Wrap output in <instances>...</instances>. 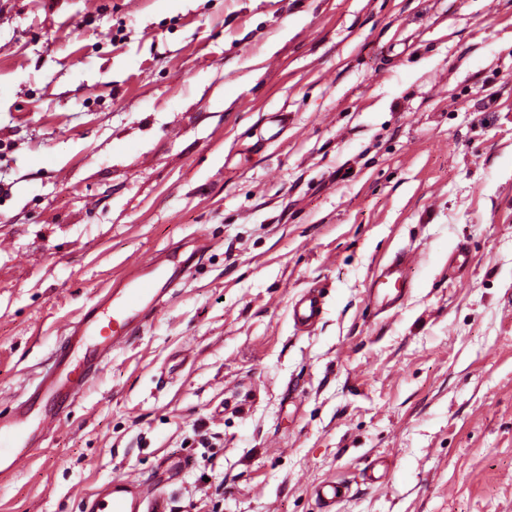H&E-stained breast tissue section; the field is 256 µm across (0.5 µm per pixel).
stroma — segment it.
<instances>
[{
	"mask_svg": "<svg viewBox=\"0 0 512 512\" xmlns=\"http://www.w3.org/2000/svg\"><path fill=\"white\" fill-rule=\"evenodd\" d=\"M176 246L0 512H512V0H0V414ZM403 256L396 255L381 266L368 288V300L378 312L398 305L408 294L409 286ZM324 312V302L319 291L307 290L297 296L291 306L294 325L308 329L317 324ZM86 512H171L161 487L145 489L138 481L113 478L104 489L87 499ZM314 494L321 506V512H335L336 506L350 494V486L340 481H325L319 484Z\"/></svg>",
	"mask_w": 512,
	"mask_h": 512,
	"instance_id": "35a3bbf8",
	"label": "stroma"
}]
</instances>
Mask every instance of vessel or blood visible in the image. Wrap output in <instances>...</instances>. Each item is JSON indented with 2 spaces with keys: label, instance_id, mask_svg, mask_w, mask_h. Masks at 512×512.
<instances>
[{
  "label": "vessel or blood",
  "instance_id": "obj_1",
  "mask_svg": "<svg viewBox=\"0 0 512 512\" xmlns=\"http://www.w3.org/2000/svg\"><path fill=\"white\" fill-rule=\"evenodd\" d=\"M403 256H395L381 266L368 288V300L378 312H385L406 297L409 286ZM191 272L190 260L175 262L173 269L148 262L143 272L124 287L96 300L80 320L66 332L62 345L44 364L24 400L10 416H0V476L15 470L25 450L37 447L52 419L77 400L111 355L142 327L147 312L156 309L168 288ZM324 312L319 291L307 290L291 306L296 327L308 329ZM314 494L322 512L336 507L350 494V486L340 481L319 484ZM86 512H171L162 489H145L138 481L119 477L86 502Z\"/></svg>",
  "mask_w": 512,
  "mask_h": 512
}]
</instances>
